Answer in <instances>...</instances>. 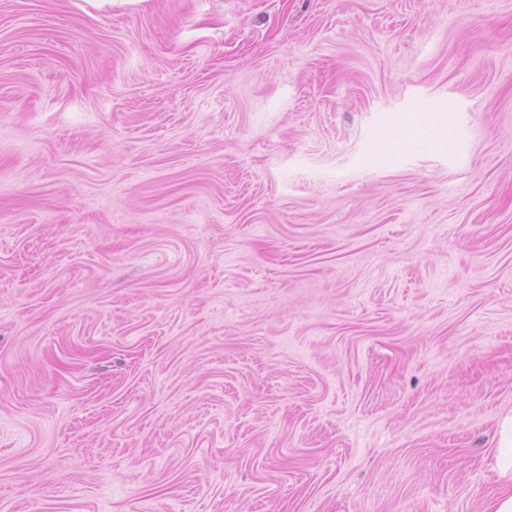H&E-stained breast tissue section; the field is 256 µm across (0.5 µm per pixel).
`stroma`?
<instances>
[{
	"instance_id": "obj_1",
	"label": "stroma",
	"mask_w": 512,
	"mask_h": 512,
	"mask_svg": "<svg viewBox=\"0 0 512 512\" xmlns=\"http://www.w3.org/2000/svg\"><path fill=\"white\" fill-rule=\"evenodd\" d=\"M510 415L512 0H0V512H484Z\"/></svg>"
}]
</instances>
